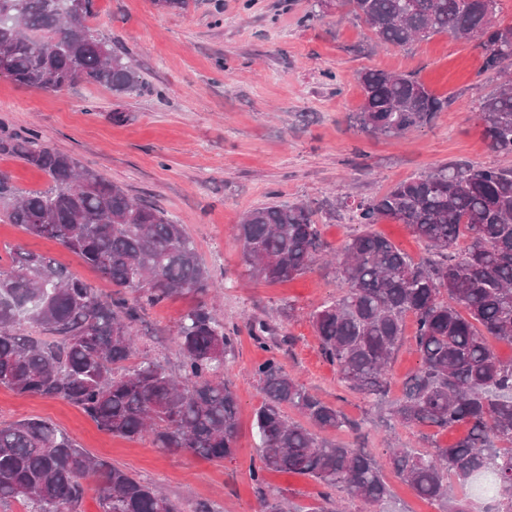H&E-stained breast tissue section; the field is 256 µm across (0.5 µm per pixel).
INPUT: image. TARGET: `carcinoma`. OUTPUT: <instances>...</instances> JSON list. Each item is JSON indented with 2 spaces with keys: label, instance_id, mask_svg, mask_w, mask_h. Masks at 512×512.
<instances>
[{
  "label": "carcinoma",
  "instance_id": "obj_1",
  "mask_svg": "<svg viewBox=\"0 0 512 512\" xmlns=\"http://www.w3.org/2000/svg\"><path fill=\"white\" fill-rule=\"evenodd\" d=\"M343 6L382 45L436 33L475 38L484 71L512 70L498 0ZM94 16L95 0H0V75L49 92L84 81L118 95L141 92V76L91 27ZM354 80L363 97L354 125L375 137L401 140L448 107L413 74L366 68ZM478 120L490 149L512 155L511 86L482 98ZM0 157L50 181L23 194L0 171V221L57 242L117 288L104 296L44 254L17 248L0 257V387L67 400L112 435L148 436L158 448L206 459L233 455L237 396L224 381V361L236 337L204 301L178 324L180 377L154 360L128 365L140 311L178 293L205 296L211 287L184 226L43 144L34 130L23 137L0 133ZM355 219L364 230L334 251L340 293L310 313L323 356L349 390L380 397L413 317L419 366L389 413L409 429L467 432L445 446L423 435L427 446L391 448L383 461L319 435L347 426L345 416L283 369L260 322L250 325V335L269 356L253 369L263 402L253 427L260 466H250L251 480L262 485L265 471L307 476L374 510L390 495L388 466L440 512H472L454 486L463 489L492 470L498 499L485 512H512V360L489 343L512 348V169L444 163L358 202ZM382 219L408 225L430 256L416 262L368 231ZM234 238L252 278L267 283L304 274L327 250L304 204L256 207L235 226ZM25 324L39 335L19 333ZM290 409L307 425L290 420ZM88 476L99 481L103 512H182L151 484L91 458L47 421L0 426V502L21 499L28 512H77Z\"/></svg>",
  "mask_w": 512,
  "mask_h": 512
}]
</instances>
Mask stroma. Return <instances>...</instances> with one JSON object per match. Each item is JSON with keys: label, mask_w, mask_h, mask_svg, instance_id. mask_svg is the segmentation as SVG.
<instances>
[{"label": "stroma", "mask_w": 512, "mask_h": 512, "mask_svg": "<svg viewBox=\"0 0 512 512\" xmlns=\"http://www.w3.org/2000/svg\"><path fill=\"white\" fill-rule=\"evenodd\" d=\"M95 3L98 32L127 53L144 91L119 96L82 82L54 94L0 76V120L12 133L38 131L44 144L185 226L219 287L217 295L206 296L208 307L238 331L224 371L238 397L237 448L220 461L166 451L146 437L101 431L66 400L19 396L4 387L0 424L47 420L90 456L161 488L183 512L201 503L212 512H259L264 492L281 496L287 512H307L322 502L320 483L269 471L260 489L249 476L260 454L252 424L263 400L252 369L265 356L250 324L269 323L284 369L357 424V431H337V439L376 455L393 444L418 443L415 431L389 416L418 357L401 348L382 398L368 401L350 392L323 358L309 320L315 307L339 292L334 268L318 261L290 281H255L231 229L260 204L304 202L334 249L359 231L355 205L395 183L448 162L512 167V156L489 149L473 116L498 82L484 72L477 41L439 33L403 47L378 46L347 10L321 9L315 0H189L176 12L158 11L152 0ZM365 68L415 74L447 98L448 108L401 142L369 136L348 119L361 104L354 75ZM116 109L123 121H113ZM17 245L54 258L101 293L114 291L57 242L0 222V253ZM197 302L186 294L143 311L136 357L178 373L177 326Z\"/></svg>", "instance_id": "stroma-1"}]
</instances>
